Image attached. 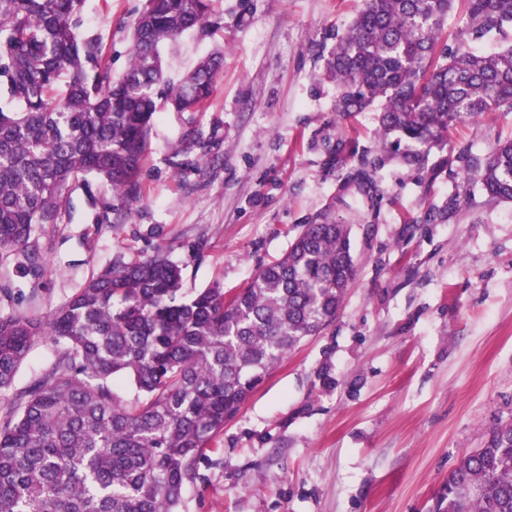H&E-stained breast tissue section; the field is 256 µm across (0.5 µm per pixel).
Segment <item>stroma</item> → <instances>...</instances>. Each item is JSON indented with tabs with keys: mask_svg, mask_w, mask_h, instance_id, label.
<instances>
[{
	"mask_svg": "<svg viewBox=\"0 0 512 512\" xmlns=\"http://www.w3.org/2000/svg\"><path fill=\"white\" fill-rule=\"evenodd\" d=\"M360 0H217L204 34L165 52L180 79L224 53L204 112L157 114L139 177L142 199L119 215L93 182L43 239L38 285L0 264L11 312L47 319L115 257L161 247L185 291L220 283L233 296L285 254L327 207L351 226L357 277L334 323L253 390L205 452L181 512H430L460 458L512 419V204L488 202L459 168L418 180L390 161L368 200L336 168V137L376 150L378 114L336 110L324 70L329 33ZM144 0H86L79 34L98 35L114 73L130 59ZM199 145L182 150L189 130ZM512 135V112L467 120L450 146L484 157ZM468 199L428 222L454 192Z\"/></svg>",
	"mask_w": 512,
	"mask_h": 512,
	"instance_id": "1",
	"label": "stroma"
}]
</instances>
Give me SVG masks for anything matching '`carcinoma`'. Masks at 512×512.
<instances>
[{
    "label": "carcinoma",
    "mask_w": 512,
    "mask_h": 512,
    "mask_svg": "<svg viewBox=\"0 0 512 512\" xmlns=\"http://www.w3.org/2000/svg\"><path fill=\"white\" fill-rule=\"evenodd\" d=\"M462 4V24L446 34ZM86 0H0V261L37 283L43 232L66 195L112 188L118 214L141 200L138 175L158 112H203L224 62L203 57L179 82L164 50L205 32L216 0H145L130 63L116 75L100 39L79 36ZM512 0H362L325 59L336 111L379 113L383 140L345 174L378 196L394 158L419 172L458 123L512 112ZM487 200L512 203V138L484 159L452 149ZM351 229L330 212L237 294L215 283L187 296L165 250L112 265L74 289L51 319L0 311V396L36 338L57 345L41 377L0 418V512H180L204 451L268 372L332 324L357 273ZM433 512H512V421L464 455Z\"/></svg>",
    "instance_id": "1"
}]
</instances>
